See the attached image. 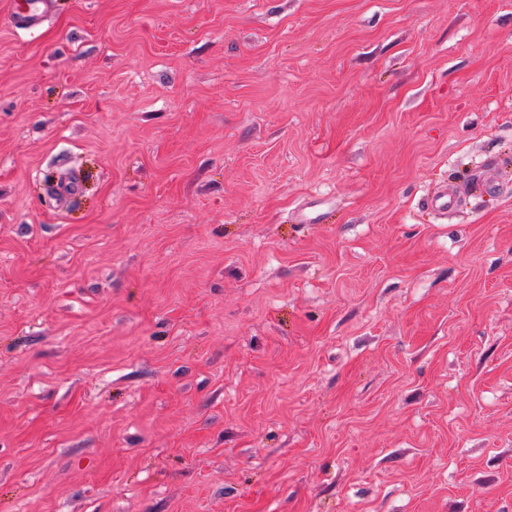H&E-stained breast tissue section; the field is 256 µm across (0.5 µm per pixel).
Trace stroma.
Segmentation results:
<instances>
[{
    "label": "stroma",
    "instance_id": "1",
    "mask_svg": "<svg viewBox=\"0 0 512 512\" xmlns=\"http://www.w3.org/2000/svg\"><path fill=\"white\" fill-rule=\"evenodd\" d=\"M12 11L0 512H512V0ZM48 0H16L12 12V23L17 29L38 26L48 16Z\"/></svg>",
    "mask_w": 512,
    "mask_h": 512
}]
</instances>
